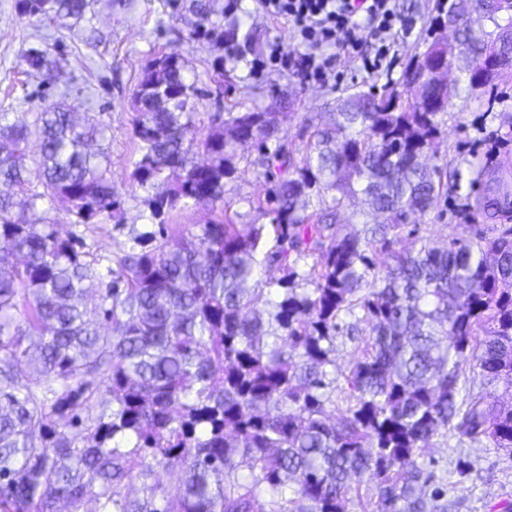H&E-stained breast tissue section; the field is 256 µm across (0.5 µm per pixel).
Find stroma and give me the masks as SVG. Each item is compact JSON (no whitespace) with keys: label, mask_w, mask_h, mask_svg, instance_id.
Listing matches in <instances>:
<instances>
[{"label":"stroma","mask_w":512,"mask_h":512,"mask_svg":"<svg viewBox=\"0 0 512 512\" xmlns=\"http://www.w3.org/2000/svg\"><path fill=\"white\" fill-rule=\"evenodd\" d=\"M420 9L412 17L409 33L401 35L395 48L391 71L372 77L362 68L354 50H337L336 79L326 85L304 83L293 72L268 71L261 75L250 69L253 47L279 41L284 49L297 47L286 24L255 12L251 0H238L235 11L225 14V23L238 32L237 63H223V51L190 41L192 16L177 7L175 0H97L90 25L71 30L36 19H19L15 0H0V114L16 122L20 113L35 111L40 100L63 101L73 111L90 112L110 128L107 151L112 185L124 201L123 222L142 227L149 213L141 204L129 179L133 155L132 125L136 116L132 92L149 61L161 53L180 50L185 68L198 78L203 95L197 104L196 127L206 131L214 113L288 111L280 134L296 150L308 141V118L330 121L337 97L352 85L383 89L388 80L399 79L409 58L425 50L433 37L431 18L436 0H418ZM57 42L55 53L63 60L55 80L44 83L38 75H24L20 59L28 49L42 47L44 40ZM222 76H215V67ZM462 71L451 76V91L440 154L461 172V190L456 203L436 201L421 220L420 233L443 243L468 238L475 225L484 223L481 214L465 221L455 205H468L473 198H501L504 183L512 184V70L496 81L492 95L466 94ZM486 159V174L471 183L467 162L471 154ZM260 190L250 168L240 166L236 178L226 187L224 207L241 214L251 223L248 201ZM435 460L448 482V497L461 501L464 512H503L512 506V456L486 442L473 447L455 437L432 441L423 454ZM473 465L467 477L455 472L457 459Z\"/></svg>","instance_id":"35a3bbf8"}]
</instances>
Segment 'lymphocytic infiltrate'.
Returning <instances> with one entry per match:
<instances>
[{
  "label": "lymphocytic infiltrate",
  "mask_w": 512,
  "mask_h": 512,
  "mask_svg": "<svg viewBox=\"0 0 512 512\" xmlns=\"http://www.w3.org/2000/svg\"><path fill=\"white\" fill-rule=\"evenodd\" d=\"M261 14L287 23L299 53L271 41L254 53L252 70L266 63L297 68L305 82L329 83L337 49L362 50L367 74L385 71L405 26L398 0H254Z\"/></svg>",
  "instance_id": "lymphocytic-infiltrate-1"
}]
</instances>
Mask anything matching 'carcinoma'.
Returning <instances> with one entry per match:
<instances>
[{
    "label": "carcinoma",
    "mask_w": 512,
    "mask_h": 512,
    "mask_svg": "<svg viewBox=\"0 0 512 512\" xmlns=\"http://www.w3.org/2000/svg\"><path fill=\"white\" fill-rule=\"evenodd\" d=\"M188 10L191 37L223 46V0ZM17 12L71 29L93 0H17ZM498 14L497 0H438L431 26L453 24L467 68L501 58L468 80L472 93L512 69V39L490 45L471 25ZM437 46L382 92H347L332 126L308 120L300 157L278 137L286 112L218 113L190 135L201 91L180 51L155 58L133 92L129 172L153 222L100 258L29 212L59 198L74 227L122 217L106 154L92 149L109 127L61 102L0 121V512H83L89 500L98 512H345L366 474L375 512H456L421 460L429 442L452 431L512 453V216L478 198L474 210L491 206L503 223L403 246L460 188L436 163L448 92L429 76L408 87ZM23 63L48 76L58 67L48 47ZM247 143L263 189L250 208L268 224L224 212ZM348 197L361 202L357 231L341 223ZM191 202L221 218L173 223ZM260 267L283 275L263 284ZM351 318L368 340L351 350L349 405L335 419L336 347ZM466 365L483 387L464 394ZM101 392L111 413L83 417ZM53 415L87 435L51 427Z\"/></svg>",
    "instance_id": "obj_1"
}]
</instances>
